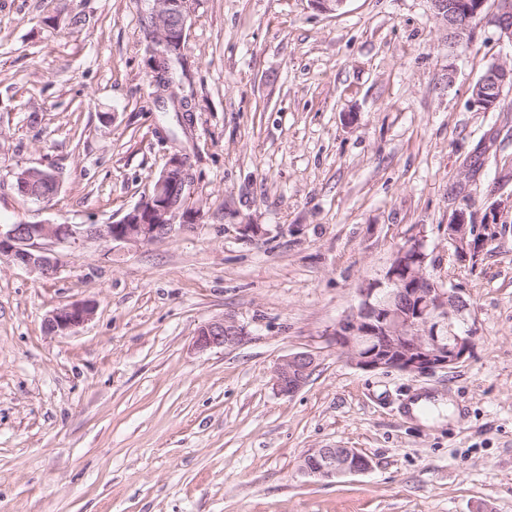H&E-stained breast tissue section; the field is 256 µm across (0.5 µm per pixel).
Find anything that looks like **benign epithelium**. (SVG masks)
<instances>
[{
  "label": "benign epithelium",
  "mask_w": 512,
  "mask_h": 512,
  "mask_svg": "<svg viewBox=\"0 0 512 512\" xmlns=\"http://www.w3.org/2000/svg\"><path fill=\"white\" fill-rule=\"evenodd\" d=\"M433 17L452 47L474 37L476 30L460 22L459 0H430ZM145 40L150 45L148 72L162 95L170 93L173 110L186 111L187 98L172 94L176 80L171 78L172 56L183 50L190 0H146ZM470 0L466 12L481 16L499 31L501 43L512 46V0ZM493 90L512 89V66L492 62L480 89L469 98L473 109L493 108ZM189 158L179 152L169 156L150 191L123 217L111 224H1L0 259L36 272L45 279L55 277L62 259L55 247L75 248L90 240L120 246H137L162 241L172 234L175 221L183 229L193 228L204 218L202 205L191 203L187 186ZM19 185L39 181L51 191H29L26 197L43 203L61 186V176L51 169L20 167L15 173ZM501 203L487 208L483 221H470L464 210H457L448 222V242L454 256L478 259L485 250L486 225L500 221ZM434 260L424 240L415 239L398 248L380 277L356 289L358 305L336 323L332 340L354 366L363 370L390 369L412 374L448 371L469 359L474 351L476 332L468 326L470 304L462 290L447 285L428 272ZM92 303L59 307L45 320L48 333L64 336L91 320ZM244 329L231 317L210 320L198 327L194 345L199 350L233 347L243 341ZM316 368L309 352L292 353L273 371V388L282 396H292L305 387ZM371 468L370 460L354 448H311L303 455V474L318 480L346 474H361Z\"/></svg>",
  "instance_id": "7a95c632"
}]
</instances>
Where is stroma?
<instances>
[{"instance_id":"1","label":"stroma","mask_w":512,"mask_h":512,"mask_svg":"<svg viewBox=\"0 0 512 512\" xmlns=\"http://www.w3.org/2000/svg\"><path fill=\"white\" fill-rule=\"evenodd\" d=\"M144 11L0 0V225L119 220L176 151L205 213L160 242L62 249L51 279L0 261V512H512V90L468 104L512 47L486 24L450 52L430 0H192L184 117L147 80ZM19 167L54 168L59 192L20 196ZM497 200L489 245L455 260L452 214ZM420 235L471 304L474 353L358 369L330 334ZM86 300L85 326L46 331ZM223 316L244 341L196 349ZM301 351L315 372L278 395L277 363ZM423 395L454 413L420 422ZM329 447L370 470L300 472ZM95 312L93 303H74L51 311L45 320L48 333L64 336L91 320Z\"/></svg>"}]
</instances>
